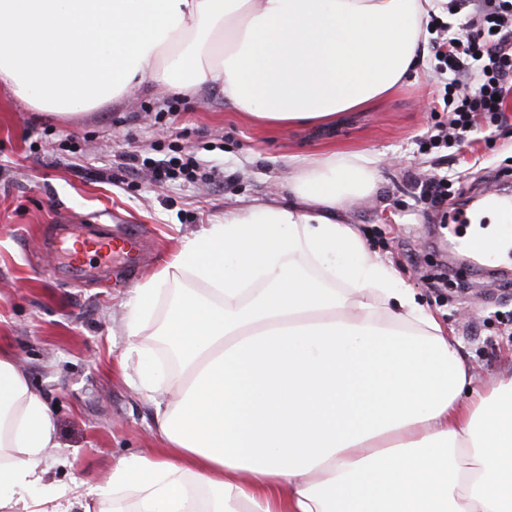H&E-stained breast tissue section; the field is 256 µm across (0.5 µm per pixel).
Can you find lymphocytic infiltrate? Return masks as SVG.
<instances>
[{"label": "lymphocytic infiltrate", "instance_id": "f902f5d3", "mask_svg": "<svg viewBox=\"0 0 512 512\" xmlns=\"http://www.w3.org/2000/svg\"><path fill=\"white\" fill-rule=\"evenodd\" d=\"M427 29L448 120L422 137L425 151L465 143L481 119L498 118L512 95V0H481L465 31L450 30L435 17Z\"/></svg>", "mask_w": 512, "mask_h": 512}]
</instances>
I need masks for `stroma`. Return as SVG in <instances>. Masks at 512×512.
Listing matches in <instances>:
<instances>
[{
    "instance_id": "35a3bbf8",
    "label": "stroma",
    "mask_w": 512,
    "mask_h": 512,
    "mask_svg": "<svg viewBox=\"0 0 512 512\" xmlns=\"http://www.w3.org/2000/svg\"><path fill=\"white\" fill-rule=\"evenodd\" d=\"M434 64L424 55L401 87L335 122L286 130L252 124L214 85L193 97L147 86L67 119L32 111L0 85V352L21 360L52 414L62 462L47 482L75 479L93 492L115 459L157 447L155 408L118 368L128 339L112 314L183 238L225 211L287 200L296 157L336 150L373 159L376 189L343 220L455 336L475 371L493 378L512 365V260L462 265L446 211L418 202L416 187L419 177L452 173L462 202L512 178V96L473 141L424 152L421 137L447 118L429 106L441 91ZM173 146L193 153L200 178L157 184L134 171L132 157L160 159ZM61 215L138 226L146 265L132 277L116 259L102 281L56 279L41 236Z\"/></svg>"
}]
</instances>
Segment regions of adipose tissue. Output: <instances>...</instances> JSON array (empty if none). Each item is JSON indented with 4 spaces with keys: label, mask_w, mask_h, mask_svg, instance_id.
I'll list each match as a JSON object with an SVG mask.
<instances>
[{
    "label": "adipose tissue",
    "mask_w": 512,
    "mask_h": 512,
    "mask_svg": "<svg viewBox=\"0 0 512 512\" xmlns=\"http://www.w3.org/2000/svg\"><path fill=\"white\" fill-rule=\"evenodd\" d=\"M432 0H0V84L67 118L143 82L221 87L255 122L328 123L399 88ZM294 205L258 202L184 238L116 322L161 448L117 460L112 512H512V372L483 381L341 220L366 155L293 162ZM165 313H158L159 302ZM152 333L176 358L137 343ZM59 444L0 355V512H91L45 487Z\"/></svg>",
    "instance_id": "ef3b65f1"
}]
</instances>
